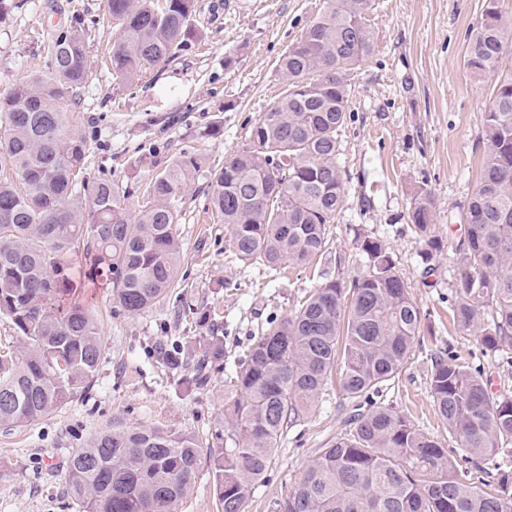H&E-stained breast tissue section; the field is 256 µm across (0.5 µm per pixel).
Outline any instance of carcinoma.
<instances>
[{"mask_svg":"<svg viewBox=\"0 0 512 512\" xmlns=\"http://www.w3.org/2000/svg\"><path fill=\"white\" fill-rule=\"evenodd\" d=\"M321 15L279 60L283 94L253 124L247 143L213 174L209 205L228 228L233 255L270 270L303 266L327 251V226L343 208L337 164L349 103L348 77L374 50L373 0H324ZM194 0H105L120 37L112 74L131 84L172 51L200 37ZM48 74H34L0 96V317L13 335L0 343V427L48 416L97 371L102 342L90 309L70 303L62 259L79 252L106 271L120 308L138 314L174 287L182 247L178 205L198 168L181 153L151 178L143 203L108 178L91 182L92 146L74 109L90 78L78 30L50 40ZM464 66L496 77L478 134L482 173L462 213L466 233L456 263L455 322L488 351L512 344V18L484 0ZM436 203L423 188L408 212L418 240L439 249ZM364 272L349 285L324 278L299 306L255 337L224 391V447L210 450L218 512H246L278 440L305 419L328 378L356 400L345 431L306 470L276 512H512V467L485 461L512 455V396H495L479 368L451 349L431 356L434 406L460 440L451 457L408 416L375 400L410 359L421 313L390 252L365 238ZM224 337L210 334L175 386L204 384L221 360ZM209 443L153 426H114L74 449L66 471L81 512H177ZM469 466L470 479L457 477Z\"/></svg>","mask_w":512,"mask_h":512,"instance_id":"carcinoma-1","label":"carcinoma"}]
</instances>
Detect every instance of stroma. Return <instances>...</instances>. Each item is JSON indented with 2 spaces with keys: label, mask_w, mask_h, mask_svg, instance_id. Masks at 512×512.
Instances as JSON below:
<instances>
[{
  "label": "stroma",
  "mask_w": 512,
  "mask_h": 512,
  "mask_svg": "<svg viewBox=\"0 0 512 512\" xmlns=\"http://www.w3.org/2000/svg\"><path fill=\"white\" fill-rule=\"evenodd\" d=\"M323 7V0H195L200 40L128 86L117 84L108 62L119 29L104 19V0H0V94L32 73H48L51 34L84 33L93 78L79 90L75 110L94 144L88 177H108L131 192L181 152L201 159L175 226L181 280L163 301L128 314L105 276L89 277L83 256L65 257L79 299L99 321V367L88 387L49 416L0 428V512H77L66 461L103 430L144 425L209 437L223 429L224 381L252 338L291 313L320 275L357 277L364 265L357 241L368 236L391 252L422 313V334L385 389L386 405L452 453L460 443L437 415L427 385L431 355L453 348L490 378L493 394L512 395V365L454 325L451 311L462 208L477 184L485 150L478 133L495 84L464 66L483 0H374L375 49L349 78L339 136L346 198L319 263L274 272L237 261L227 229L208 206L214 172L237 154L287 84L277 66L281 54ZM421 187L437 201L441 249L429 266L408 224ZM191 306L209 311L210 320L193 318ZM215 324L224 336L223 369L193 392L176 393L177 373L160 359V347L176 340L195 349ZM352 406L338 381L329 382L308 417L280 439L248 512H272L273 501L335 441Z\"/></svg>",
  "instance_id": "35a3bbf8"
}]
</instances>
